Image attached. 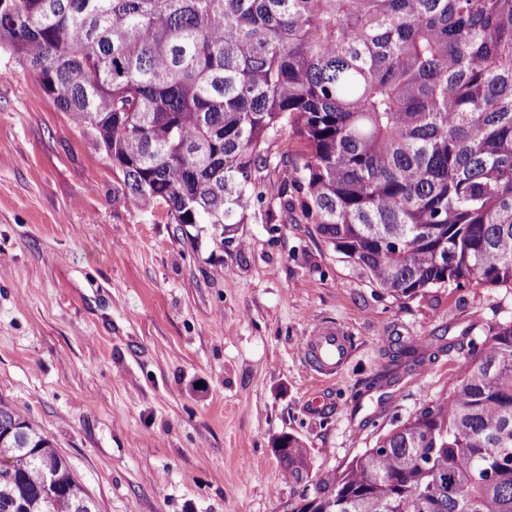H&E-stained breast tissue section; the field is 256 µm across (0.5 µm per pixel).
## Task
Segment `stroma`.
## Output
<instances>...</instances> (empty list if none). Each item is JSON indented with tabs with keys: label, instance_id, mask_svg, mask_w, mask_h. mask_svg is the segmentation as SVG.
I'll list each match as a JSON object with an SVG mask.
<instances>
[{
	"label": "stroma",
	"instance_id": "1",
	"mask_svg": "<svg viewBox=\"0 0 512 512\" xmlns=\"http://www.w3.org/2000/svg\"><path fill=\"white\" fill-rule=\"evenodd\" d=\"M112 162L0 48V399L37 420L100 512H287L273 452L341 469L446 392L512 319V288L372 287L298 217L168 223L112 195ZM351 355L315 380L305 336ZM426 352L393 359L402 348ZM350 352L346 332L328 325L316 327L300 347L302 358L321 381L333 379L347 362Z\"/></svg>",
	"mask_w": 512,
	"mask_h": 512
}]
</instances>
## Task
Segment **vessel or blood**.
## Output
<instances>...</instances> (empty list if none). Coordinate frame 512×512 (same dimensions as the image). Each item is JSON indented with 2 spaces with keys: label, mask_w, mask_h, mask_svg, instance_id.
<instances>
[{
  "label": "vessel or blood",
  "mask_w": 512,
  "mask_h": 512,
  "mask_svg": "<svg viewBox=\"0 0 512 512\" xmlns=\"http://www.w3.org/2000/svg\"><path fill=\"white\" fill-rule=\"evenodd\" d=\"M300 353L318 380L333 379L350 356V346L343 329L328 325L316 327L306 336Z\"/></svg>",
  "instance_id": "obj_1"
}]
</instances>
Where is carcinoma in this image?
<instances>
[{
    "label": "carcinoma",
    "mask_w": 512,
    "mask_h": 512,
    "mask_svg": "<svg viewBox=\"0 0 512 512\" xmlns=\"http://www.w3.org/2000/svg\"><path fill=\"white\" fill-rule=\"evenodd\" d=\"M0 44L172 224L295 214L395 297L512 288V0H0ZM277 457L293 512H512V320L344 470ZM0 461V512H98L1 399Z\"/></svg>",
    "instance_id": "obj_1"
}]
</instances>
